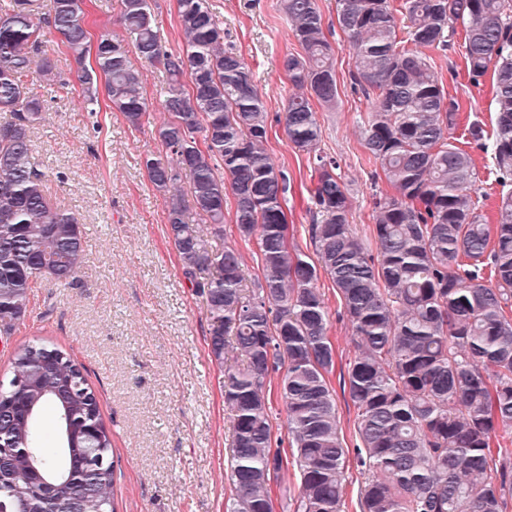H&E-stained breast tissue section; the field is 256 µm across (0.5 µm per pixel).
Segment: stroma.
I'll return each instance as SVG.
<instances>
[{
	"label": "stroma",
	"instance_id": "35a3bbf8",
	"mask_svg": "<svg viewBox=\"0 0 512 512\" xmlns=\"http://www.w3.org/2000/svg\"><path fill=\"white\" fill-rule=\"evenodd\" d=\"M224 28V46L251 66L269 116L268 151L289 178L284 195L289 238L308 258L310 174L318 159L335 160L350 189V222L358 235L373 224V165L364 147L360 117L369 101L351 86L347 39L336 23V0H317L333 48L339 104L316 106L321 137L316 153L299 151L284 129L286 98L293 87L283 69L286 55L301 54L281 0H208ZM48 52L61 74L47 86L28 82L44 97L47 111L33 135L34 156L49 176L53 204L68 210L85 233V261L68 285L44 279L35 305L8 341L0 340V375L10 373L15 350L40 338L83 366L112 429L118 458L117 512H225L229 481V414L224 388L208 353L209 312L189 287L166 233L165 200L148 181L142 162L160 154L157 128L168 114L158 104L163 66L139 63L151 102L141 127L101 100L86 112L78 70L61 41ZM447 93L461 105L460 125L480 121L495 128L491 77L471 83L461 48L437 61ZM478 180L472 196L493 215L501 187L489 156L473 150ZM336 347L330 382L341 435L356 442V410L343 391V375L355 354L340 295L320 277Z\"/></svg>",
	"mask_w": 512,
	"mask_h": 512
}]
</instances>
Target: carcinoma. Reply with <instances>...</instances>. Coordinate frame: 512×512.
Instances as JSON below:
<instances>
[{
	"mask_svg": "<svg viewBox=\"0 0 512 512\" xmlns=\"http://www.w3.org/2000/svg\"><path fill=\"white\" fill-rule=\"evenodd\" d=\"M86 0H51L49 23L82 64L81 94L99 105L84 65ZM43 0H0V337L25 320L44 278L68 283L84 255L81 225L51 204L36 166L32 129L44 99L27 85L37 65L47 85ZM302 49L284 59L298 92L284 109L290 142L317 150L309 95L333 107L332 48L317 0H282ZM351 48V82L371 110L362 118L372 179L390 191L374 202L369 246L351 228L347 185L336 162L317 157L308 190L318 263L286 245V176L267 150L268 113L251 68L224 49L207 0H178L185 47L169 51L147 0H121L137 57L167 75L157 136L165 154L145 157L163 193L167 232L190 288L210 318L209 355L222 374L231 432L227 512H274L271 482L296 466L293 512H339L349 449L340 438L329 375L335 347L318 287L340 294L355 355L343 390L357 410V466L366 475L360 512H508L512 505V0H336ZM464 27L467 73L493 70L496 126H468V144L490 155L504 188L494 222L470 193L478 173L457 144L459 103L445 92L432 54ZM98 68L113 110L139 127L152 103L124 41L101 35ZM189 75L191 89L183 76ZM189 172L200 223L186 220L179 170ZM232 194L231 218L224 212ZM235 224L254 244L261 278L244 288L242 256L207 239ZM280 377L288 445L273 447L267 384ZM112 433L83 368L64 350L33 341L0 380V512H115Z\"/></svg>",
	"mask_w": 512,
	"mask_h": 512,
	"instance_id": "carcinoma-1",
	"label": "carcinoma"
}]
</instances>
